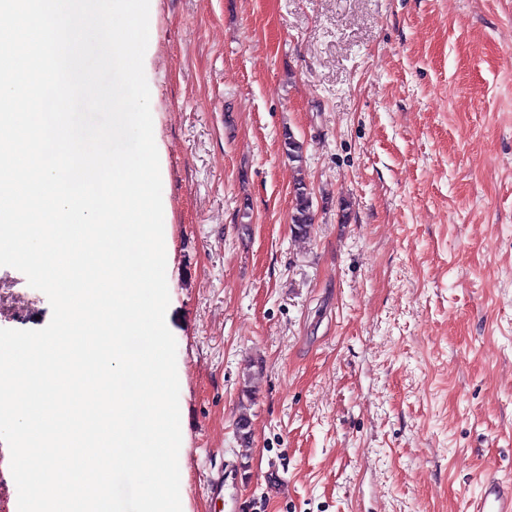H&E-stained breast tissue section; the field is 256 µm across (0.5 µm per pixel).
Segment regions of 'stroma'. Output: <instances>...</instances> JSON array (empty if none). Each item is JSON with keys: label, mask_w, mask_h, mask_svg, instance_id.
I'll return each instance as SVG.
<instances>
[{"label": "stroma", "mask_w": 512, "mask_h": 512, "mask_svg": "<svg viewBox=\"0 0 512 512\" xmlns=\"http://www.w3.org/2000/svg\"><path fill=\"white\" fill-rule=\"evenodd\" d=\"M144 72L182 512L229 463L235 512H465L512 480V0H149ZM282 148L288 160L297 163L294 166V207L290 220L295 237L302 239L309 235L311 224H314L311 192L302 165L304 145L291 131L285 129L282 135Z\"/></svg>", "instance_id": "stroma-1"}]
</instances>
